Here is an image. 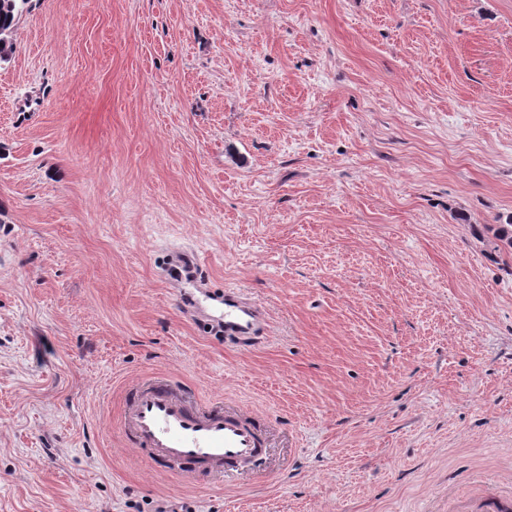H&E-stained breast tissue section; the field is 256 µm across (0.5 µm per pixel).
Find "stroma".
<instances>
[{"label":"stroma","mask_w":512,"mask_h":512,"mask_svg":"<svg viewBox=\"0 0 512 512\" xmlns=\"http://www.w3.org/2000/svg\"><path fill=\"white\" fill-rule=\"evenodd\" d=\"M0 63V512H475L512 495V0H31ZM270 314L244 345L164 268ZM257 410L185 483L126 387Z\"/></svg>","instance_id":"stroma-1"}]
</instances>
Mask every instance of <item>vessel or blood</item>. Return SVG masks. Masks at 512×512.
Masks as SVG:
<instances>
[{"mask_svg":"<svg viewBox=\"0 0 512 512\" xmlns=\"http://www.w3.org/2000/svg\"><path fill=\"white\" fill-rule=\"evenodd\" d=\"M189 264L177 279V297L186 314L222 326L226 338L255 342L265 321L262 303L240 289L215 293L207 286L197 256L175 251ZM127 443L158 466L201 474L240 473L259 467L267 451L255 416L207 405L193 409L182 397L163 387L129 388L122 412Z\"/></svg>","mask_w":512,"mask_h":512,"instance_id":"vessel-or-blood-1","label":"vessel or blood"}]
</instances>
